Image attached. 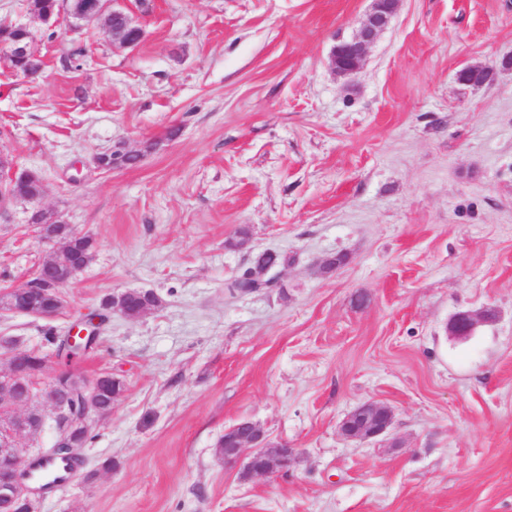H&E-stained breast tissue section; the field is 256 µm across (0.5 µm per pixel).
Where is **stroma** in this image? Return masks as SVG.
I'll list each match as a JSON object with an SVG mask.
<instances>
[{
  "instance_id": "obj_1",
  "label": "stroma",
  "mask_w": 512,
  "mask_h": 512,
  "mask_svg": "<svg viewBox=\"0 0 512 512\" xmlns=\"http://www.w3.org/2000/svg\"><path fill=\"white\" fill-rule=\"evenodd\" d=\"M368 6L152 0L124 48L99 24L48 36L0 0L44 63L0 66V149L46 185L0 215V290L61 248L34 208L94 243L59 314L0 311V339L41 350L112 292L159 300L72 359L126 390L42 512H512V0H402L361 71L335 76ZM470 65L492 80L462 84ZM116 145L140 162L98 169ZM264 254L277 286L229 293ZM487 306L495 321L449 334ZM369 400L389 434L342 439ZM242 419L297 463L225 467L216 443ZM494 318L495 312L493 309L461 311L451 318L448 328L453 336L465 339L471 336L480 324L492 321Z\"/></svg>"
}]
</instances>
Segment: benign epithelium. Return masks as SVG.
Listing matches in <instances>:
<instances>
[{
  "label": "benign epithelium",
  "mask_w": 512,
  "mask_h": 512,
  "mask_svg": "<svg viewBox=\"0 0 512 512\" xmlns=\"http://www.w3.org/2000/svg\"><path fill=\"white\" fill-rule=\"evenodd\" d=\"M55 14L42 18V22L55 28L64 26L65 33L79 34L85 27L107 21L112 16L123 15L122 31L112 30V42L130 48L137 46L144 36V29L131 13L123 12L121 0H88L85 10L74 15L69 0H57ZM400 0H370V8L361 20L354 35L339 42L329 56L330 68L344 77L359 73L369 47L386 29L398 10ZM24 34L8 43L0 44V64L12 71L33 76L41 69L40 59L32 48V38L27 27L21 26ZM126 155L112 150L98 154L94 163L99 169L125 166ZM37 175L27 169L18 168L8 155L0 152V209L13 202L37 203L45 194L30 195L25 189ZM274 263L257 264L245 271V276L271 287L274 278L269 276ZM42 273L26 284L10 291L16 300L13 311L30 313L41 318L54 317L63 307L64 299L58 281L50 288L42 287ZM143 292L126 290L110 295V302L103 305L109 312L128 317L134 301L142 298ZM495 318L492 309L461 311L450 320L448 328L452 335L461 339L471 336L482 323ZM31 354L15 349L10 352L8 370L4 373L8 381V392L0 398V412L10 417L7 427L0 430V457L8 463V469L0 472V512H17L22 505L28 512H40L41 498L38 491L30 487L24 476L27 463L25 449L20 441L41 433L48 425L53 426L58 438L50 451L74 460L81 459L84 446L83 431L91 428L100 417L99 402L105 385L115 379L110 371H103L92 378H83L71 371L52 377L51 385H41L46 362L37 369L29 366ZM393 412L378 401H367L349 412L342 420L339 431L348 441H367L388 435ZM295 449L272 446L261 427L250 420H241L224 430V452L220 458L224 464L242 466L245 477L267 478L286 472L296 460Z\"/></svg>",
  "instance_id": "1"
}]
</instances>
